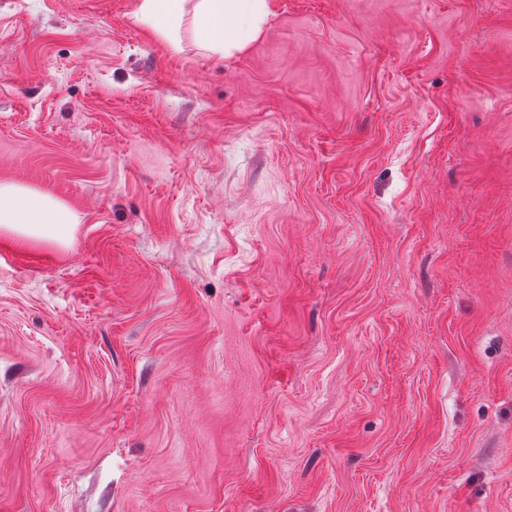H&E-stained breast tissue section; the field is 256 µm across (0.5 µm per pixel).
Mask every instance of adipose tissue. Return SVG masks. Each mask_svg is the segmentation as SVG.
Returning <instances> with one entry per match:
<instances>
[{"label":"adipose tissue","mask_w":512,"mask_h":512,"mask_svg":"<svg viewBox=\"0 0 512 512\" xmlns=\"http://www.w3.org/2000/svg\"><path fill=\"white\" fill-rule=\"evenodd\" d=\"M270 13V0H140L135 17L175 50L183 22H191L202 49L230 55L260 35ZM77 223V215L55 197L22 184L0 183V233L24 244L62 246Z\"/></svg>","instance_id":"adipose-tissue-1"}]
</instances>
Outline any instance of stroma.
<instances>
[{"mask_svg":"<svg viewBox=\"0 0 512 512\" xmlns=\"http://www.w3.org/2000/svg\"><path fill=\"white\" fill-rule=\"evenodd\" d=\"M0 0V512H512V0ZM189 13L199 46L227 56L260 35L271 6L270 0H140L135 17L179 51V32ZM78 216L55 197L11 182L0 183V233L17 237L22 244L68 243Z\"/></svg>","mask_w":512,"mask_h":512,"instance_id":"obj_1","label":"stroma"}]
</instances>
